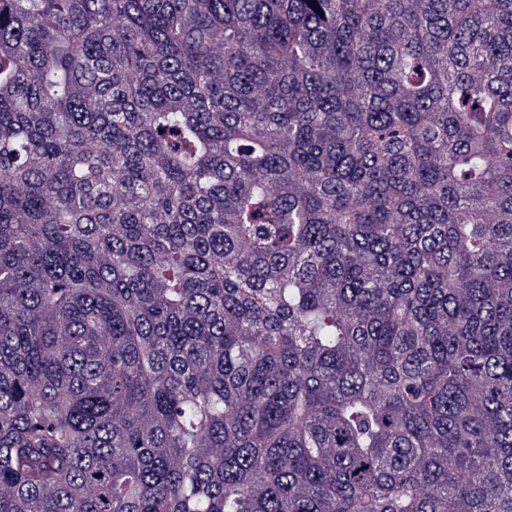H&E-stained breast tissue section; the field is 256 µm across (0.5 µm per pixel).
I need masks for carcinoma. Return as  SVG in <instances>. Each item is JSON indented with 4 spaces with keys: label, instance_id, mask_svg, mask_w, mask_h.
I'll list each match as a JSON object with an SVG mask.
<instances>
[{
    "label": "carcinoma",
    "instance_id": "carcinoma-1",
    "mask_svg": "<svg viewBox=\"0 0 512 512\" xmlns=\"http://www.w3.org/2000/svg\"><path fill=\"white\" fill-rule=\"evenodd\" d=\"M0 512H512V0H0Z\"/></svg>",
    "mask_w": 512,
    "mask_h": 512
}]
</instances>
